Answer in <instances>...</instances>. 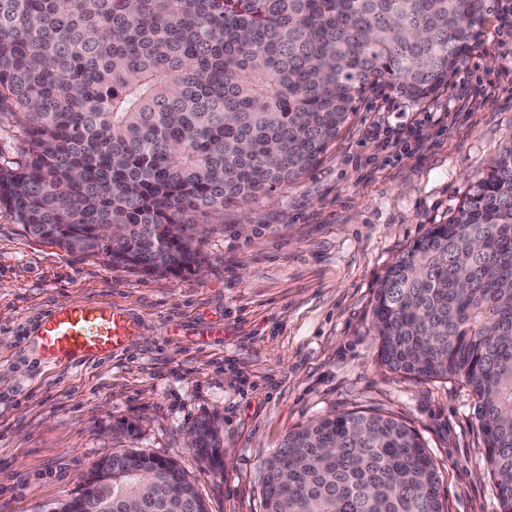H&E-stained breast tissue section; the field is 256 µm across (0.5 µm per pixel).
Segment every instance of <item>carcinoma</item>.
<instances>
[{
	"label": "carcinoma",
	"instance_id": "carcinoma-1",
	"mask_svg": "<svg viewBox=\"0 0 512 512\" xmlns=\"http://www.w3.org/2000/svg\"><path fill=\"white\" fill-rule=\"evenodd\" d=\"M512 0H0V210L24 234L114 266L180 276L201 264L186 216L245 203L318 164L367 91L421 100ZM390 369L461 379L500 512H512V146L376 283ZM195 454L224 470L204 415ZM265 512H444L419 435L350 411L288 433L262 478ZM208 512L170 458L94 462L60 512ZM23 144L16 133L14 120L10 117H2L0 123V156L6 159L18 158Z\"/></svg>",
	"mask_w": 512,
	"mask_h": 512
}]
</instances>
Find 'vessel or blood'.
<instances>
[{
	"mask_svg": "<svg viewBox=\"0 0 512 512\" xmlns=\"http://www.w3.org/2000/svg\"><path fill=\"white\" fill-rule=\"evenodd\" d=\"M134 324L108 302H81L53 307L39 317L35 346L51 363L79 364L122 350Z\"/></svg>",
	"mask_w": 512,
	"mask_h": 512,
	"instance_id": "vessel-or-blood-1",
	"label": "vessel or blood"
}]
</instances>
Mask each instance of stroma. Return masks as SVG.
Segmentation results:
<instances>
[{"mask_svg":"<svg viewBox=\"0 0 512 512\" xmlns=\"http://www.w3.org/2000/svg\"><path fill=\"white\" fill-rule=\"evenodd\" d=\"M427 112L437 122L420 154L397 161L394 147L362 141L380 116L399 126ZM450 112L453 122L440 123ZM511 144L512 31L493 20L447 89L414 101L376 87L306 175L243 206L189 215L202 254L194 273L70 254L1 211L0 512H60L94 462L127 448L176 459L209 512H263L260 477L284 436L353 410L419 434L445 512H500L475 395L382 364L372 310L387 267L447 223ZM92 300L133 317L128 346L79 366L46 362L33 343L40 314ZM216 324L223 336L209 335ZM203 415L223 424L220 473L187 445Z\"/></svg>","mask_w":512,"mask_h":512,"instance_id":"obj_1","label":"stroma"}]
</instances>
